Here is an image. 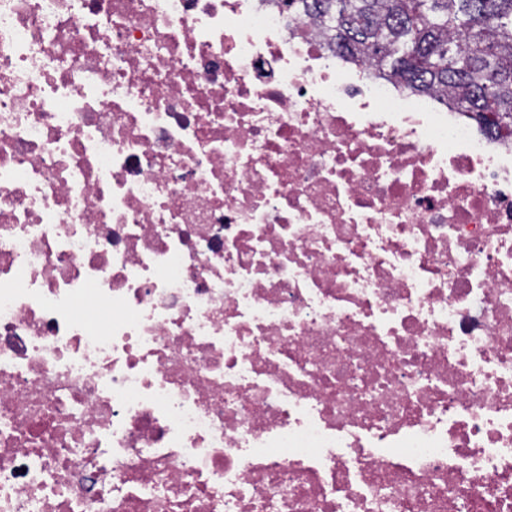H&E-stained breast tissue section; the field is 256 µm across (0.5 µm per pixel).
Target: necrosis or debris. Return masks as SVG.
Segmentation results:
<instances>
[{
	"label": "necrosis or debris",
	"instance_id": "necrosis-or-debris-1",
	"mask_svg": "<svg viewBox=\"0 0 512 512\" xmlns=\"http://www.w3.org/2000/svg\"><path fill=\"white\" fill-rule=\"evenodd\" d=\"M285 0H0V512H512V128Z\"/></svg>",
	"mask_w": 512,
	"mask_h": 512
}]
</instances>
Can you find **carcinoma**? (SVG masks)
I'll list each match as a JSON object with an SVG mask.
<instances>
[{
  "mask_svg": "<svg viewBox=\"0 0 512 512\" xmlns=\"http://www.w3.org/2000/svg\"><path fill=\"white\" fill-rule=\"evenodd\" d=\"M316 11L342 57L414 93L449 91L483 131L512 125V0H288Z\"/></svg>",
  "mask_w": 512,
  "mask_h": 512,
  "instance_id": "1",
  "label": "carcinoma"
}]
</instances>
